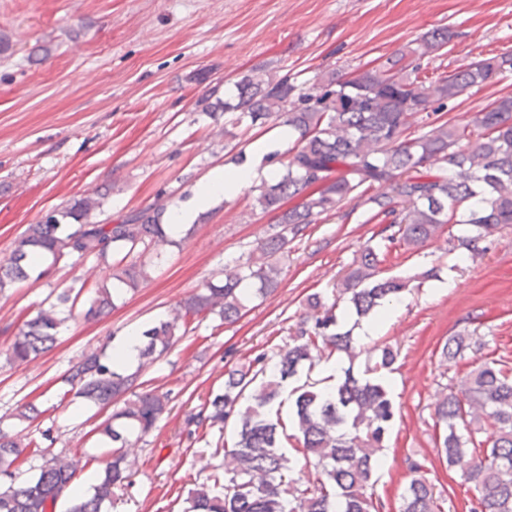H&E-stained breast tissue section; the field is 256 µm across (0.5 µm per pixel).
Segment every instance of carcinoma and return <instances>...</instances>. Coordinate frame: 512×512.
<instances>
[{
	"label": "carcinoma",
	"instance_id": "obj_1",
	"mask_svg": "<svg viewBox=\"0 0 512 512\" xmlns=\"http://www.w3.org/2000/svg\"><path fill=\"white\" fill-rule=\"evenodd\" d=\"M455 33L433 30L387 56L375 69L348 76L321 71L312 82L295 83L245 75L235 93L224 99V124L263 126L272 121L293 132L286 171L273 183L252 187L262 212H275L274 224L257 246L264 257H248L224 268L222 280L209 282L172 308L168 318L142 332L137 369L131 373L112 365L101 351H92L69 369L66 382L73 397L106 408L123 406L103 422L101 433L115 449L112 460L97 475L93 493L76 500L70 512H104L117 492L130 485L124 448L130 436L147 435L167 412L169 393L144 388L142 369L166 353L177 332L196 319L219 316L224 323L239 319L250 294L265 296L279 284L276 256L306 236L309 226L340 212L343 204L364 199L372 204L369 220L383 225L380 242L365 246L349 265L336 298L326 305L320 295L307 298L309 313L289 328L288 344L277 360L258 356L224 374V392L204 404L187 423L224 426L238 415L237 441L224 449V481L214 479L189 492L185 512H381L373 499L376 472L395 408L380 372L392 369L398 352L379 349L374 365L354 372L362 353L353 329L336 315L344 305L354 325L372 319L414 284L438 277L434 266L411 276H380L385 252L403 247L417 252L452 222L472 227V235L448 238V253L464 248L474 255L479 243L503 225H512V95H504L477 112L475 119L453 123L445 119L448 105L465 91L485 85L512 71V52L490 55L437 77L426 74L427 60L439 53ZM418 122L421 133L404 134ZM323 186L310 190V183ZM383 191L364 197L373 186ZM100 202L84 195L31 224L14 241L9 257L0 261V291L31 278L36 261L49 257L85 260L90 257L112 268L110 287L99 284L82 299L86 283L71 285L55 300L15 330L7 328L12 361L25 363L52 347L64 322L63 312L94 320L115 306L118 285L133 290L148 278V256L173 246L163 224L165 201L129 213L119 212L110 224L89 221ZM72 223L67 224L65 220ZM483 343L457 334L448 337L441 354L446 360L466 358ZM343 353L348 367L336 386L316 383L293 389V433L273 408L288 381L303 369H313L318 355ZM249 404L237 409L243 396ZM442 427L438 451L448 467L474 486L470 512H512V368L495 360L472 361L460 390L436 408ZM494 429L489 448L477 434ZM296 440L305 464L317 476L307 481L287 464L284 448ZM38 456L32 479L21 477L14 464ZM90 460L47 456L40 444L17 439L0 429V512H49ZM415 476L401 494L400 512H446L448 500L435 492L424 465L410 463Z\"/></svg>",
	"mask_w": 512,
	"mask_h": 512
}]
</instances>
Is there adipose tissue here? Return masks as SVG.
I'll return each mask as SVG.
<instances>
[{"instance_id":"obj_1","label":"adipose tissue","mask_w":512,"mask_h":512,"mask_svg":"<svg viewBox=\"0 0 512 512\" xmlns=\"http://www.w3.org/2000/svg\"><path fill=\"white\" fill-rule=\"evenodd\" d=\"M291 137V130L281 127L276 136L263 137L253 143L250 161L233 169L219 166L211 170L195 197L172 210L166 227L167 234L173 238L180 236L185 226L193 223L200 213L209 210L216 202L230 198L257 178L274 177L277 168L269 164L267 158L284 149Z\"/></svg>"}]
</instances>
